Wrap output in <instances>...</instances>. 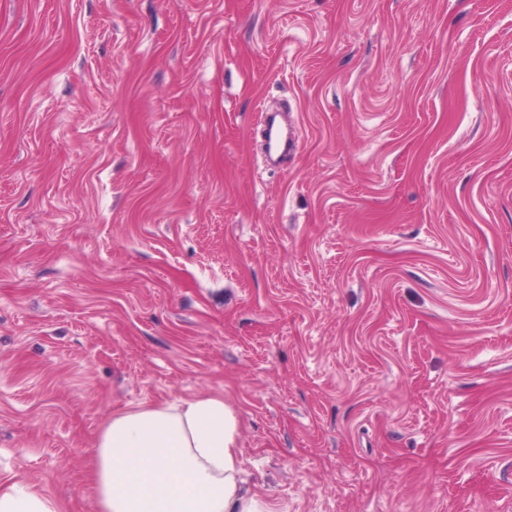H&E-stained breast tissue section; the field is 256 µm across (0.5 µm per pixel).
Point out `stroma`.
Masks as SVG:
<instances>
[{
  "label": "stroma",
  "instance_id": "stroma-1",
  "mask_svg": "<svg viewBox=\"0 0 512 512\" xmlns=\"http://www.w3.org/2000/svg\"><path fill=\"white\" fill-rule=\"evenodd\" d=\"M202 395L266 512H512V0H0V483Z\"/></svg>",
  "mask_w": 512,
  "mask_h": 512
}]
</instances>
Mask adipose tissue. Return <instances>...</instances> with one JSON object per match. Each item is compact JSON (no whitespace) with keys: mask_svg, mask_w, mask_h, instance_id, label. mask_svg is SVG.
<instances>
[{"mask_svg":"<svg viewBox=\"0 0 512 512\" xmlns=\"http://www.w3.org/2000/svg\"><path fill=\"white\" fill-rule=\"evenodd\" d=\"M238 421L222 396L113 414L95 438L98 512H262L239 484ZM0 512H58L22 476L0 489Z\"/></svg>","mask_w":512,"mask_h":512,"instance_id":"1","label":"adipose tissue"}]
</instances>
